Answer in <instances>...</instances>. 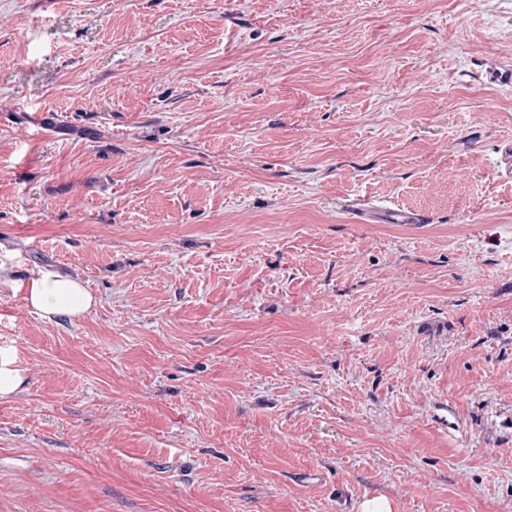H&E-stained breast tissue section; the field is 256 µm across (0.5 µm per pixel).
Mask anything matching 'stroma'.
<instances>
[{
	"instance_id": "stroma-1",
	"label": "stroma",
	"mask_w": 512,
	"mask_h": 512,
	"mask_svg": "<svg viewBox=\"0 0 512 512\" xmlns=\"http://www.w3.org/2000/svg\"><path fill=\"white\" fill-rule=\"evenodd\" d=\"M511 144L512 0H0V512H512ZM25 287L29 305L49 321L80 318L95 304L81 281L56 270H40ZM12 366L10 356L0 353V398L13 395L24 385V375Z\"/></svg>"
}]
</instances>
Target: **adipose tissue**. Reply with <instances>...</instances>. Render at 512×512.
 Instances as JSON below:
<instances>
[{
    "instance_id": "obj_1",
    "label": "adipose tissue",
    "mask_w": 512,
    "mask_h": 512,
    "mask_svg": "<svg viewBox=\"0 0 512 512\" xmlns=\"http://www.w3.org/2000/svg\"><path fill=\"white\" fill-rule=\"evenodd\" d=\"M26 299L49 321L82 317L95 304L94 296L81 281L49 269L40 270L28 280Z\"/></svg>"
}]
</instances>
